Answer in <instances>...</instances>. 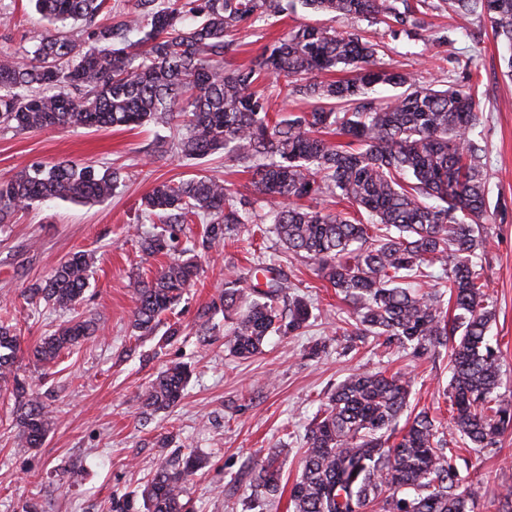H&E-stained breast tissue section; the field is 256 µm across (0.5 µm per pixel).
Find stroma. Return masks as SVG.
<instances>
[{
	"mask_svg": "<svg viewBox=\"0 0 512 512\" xmlns=\"http://www.w3.org/2000/svg\"><path fill=\"white\" fill-rule=\"evenodd\" d=\"M320 15L301 6L241 31L230 61L246 65L265 46ZM422 39L389 42L385 68L407 72L436 89L471 77L478 85L483 116L477 127L486 145L491 207L481 256L490 305V334L502 352L501 393L512 396V78L506 76L501 44L483 30L479 55L462 35L455 18L428 14ZM48 27L32 0H0V54H15L38 44ZM174 133L158 122L133 130L47 129L27 134L0 130V178H9L36 161L73 159L95 165H120L126 177L112 198L100 203L53 200L14 214L0 227V317L13 319L22 348L51 334L66 314L32 306L22 296L32 282L45 279L60 261L79 250L95 251L97 263L77 310L94 320L97 331L62 355L42 373L22 355L18 374L51 411L54 423L42 445L25 451L15 445L16 430L6 401L0 400V512H111L113 496L136 494L156 468L195 452L207 465L190 481L192 512H251L248 471L279 452L284 482L300 473L303 437L336 384L355 370L401 371L413 380L412 409L441 408L450 374L446 355L417 358L396 346L365 344L345 352L336 335L352 307L322 281L314 261L294 258L283 269L305 285L316 318L298 336H270L261 354L240 359L224 336L223 315L201 336L212 301L232 277L246 275L254 249L281 258L274 235L242 232L219 253H199L200 274L182 300L161 317L156 335L136 339L131 320L132 278H152L165 264L162 255L144 253L137 242L142 198L156 184L207 176L249 192L250 175L216 153L188 160L168 150L154 154L159 140ZM176 335H169V328ZM325 344L321 357L311 346ZM187 364L191 380L174 408L147 413L143 394L159 372ZM481 482L470 490L482 501L512 491V429L500 447L468 457Z\"/></svg>",
	"mask_w": 512,
	"mask_h": 512,
	"instance_id": "1",
	"label": "stroma"
}]
</instances>
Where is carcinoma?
Masks as SVG:
<instances>
[{
    "label": "carcinoma",
    "instance_id": "1",
    "mask_svg": "<svg viewBox=\"0 0 512 512\" xmlns=\"http://www.w3.org/2000/svg\"><path fill=\"white\" fill-rule=\"evenodd\" d=\"M50 32L26 61L0 56V129L30 133L47 128L133 129L161 120L183 130L176 149L197 159L218 151L251 173L253 196L205 176L162 182L142 200V218L166 228L140 239L148 254L179 258L150 281L133 279L132 330L154 335L198 274L180 244L183 225L205 224L202 245L219 250L248 224H267L292 257L317 264L318 276L354 305L342 336L384 339L418 358L450 349L452 433L423 408L400 418L412 392L401 372L355 371L340 381L307 433L301 472L289 490L291 512H490L465 486L464 452L495 448L512 427V400L499 392L500 349L487 336L492 311L478 270L486 244L482 224L490 208L483 153L470 137L479 124L475 84L444 90L387 70V44L326 24L288 30L249 65L226 58L241 30L283 12L282 0H135L97 17L106 0H34ZM333 20H365L386 36L412 38L433 10L489 22L512 50V0H302ZM82 25L75 38L69 27ZM353 77L321 80L337 68ZM285 97L301 96L306 110L269 115L265 81ZM377 84L401 88L384 102L366 96ZM120 169L74 160L34 162L0 179V224L36 201H102L120 185ZM332 197L337 212L302 204ZM265 212H253L254 201ZM96 262L78 251L47 279L24 290L29 304L63 310L78 302ZM265 282L224 284L212 310L224 313L233 353L248 358L268 336L297 335L312 317L311 303L274 261L257 257ZM433 281L422 292V281ZM94 332L73 316L36 342L32 355L55 363ZM20 336L0 319V383L12 402L16 447L37 448L52 416L17 374ZM190 377L184 365L161 372L143 394L159 412L176 406ZM278 454L256 467L254 506L280 491ZM203 466L190 454L162 464L141 492L144 512H189L186 485Z\"/></svg>",
    "mask_w": 512,
    "mask_h": 512
}]
</instances>
